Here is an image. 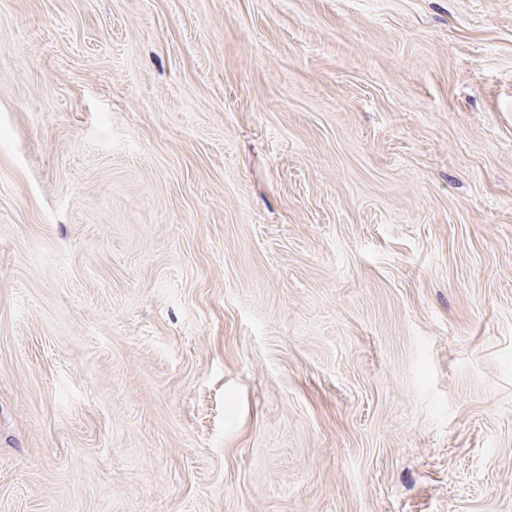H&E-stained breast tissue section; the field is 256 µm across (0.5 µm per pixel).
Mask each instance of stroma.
<instances>
[{
	"instance_id": "stroma-1",
	"label": "stroma",
	"mask_w": 512,
	"mask_h": 512,
	"mask_svg": "<svg viewBox=\"0 0 512 512\" xmlns=\"http://www.w3.org/2000/svg\"><path fill=\"white\" fill-rule=\"evenodd\" d=\"M0 512H512V0H0Z\"/></svg>"
}]
</instances>
